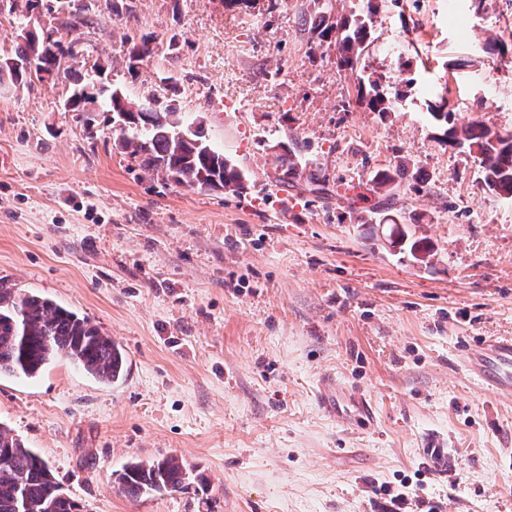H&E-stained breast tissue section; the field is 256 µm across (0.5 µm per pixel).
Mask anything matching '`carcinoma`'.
I'll return each instance as SVG.
<instances>
[{
  "mask_svg": "<svg viewBox=\"0 0 512 512\" xmlns=\"http://www.w3.org/2000/svg\"><path fill=\"white\" fill-rule=\"evenodd\" d=\"M324 30H341L339 54L342 66L353 70L364 51L368 31L366 20L327 24ZM38 56L42 71L52 77L65 74L74 81L70 97L83 94L80 68L73 63L72 46L53 37V32L29 33L16 42L14 59ZM372 90L367 106L372 112L395 111L394 101L378 91L379 82L370 80ZM149 124L130 118L132 137L120 146L138 157L146 172L177 175L176 181L191 187L210 185L208 177L233 182L244 173L224 159V153L209 146L202 124L180 135L187 127L176 108L151 110ZM428 120L448 125L449 142L477 150L481 183L491 192L512 198V133L493 130L476 121L456 124L454 113L443 101L428 104ZM66 357L75 367L101 382L114 383L124 372L121 348L89 320L39 296L3 289L0 291V374L34 377L57 357ZM192 472L171 456L152 462L131 461L119 471L118 488L138 500L154 494L185 492L193 484ZM0 512H79V505L61 492L48 464L31 449L0 427Z\"/></svg>",
  "mask_w": 512,
  "mask_h": 512,
  "instance_id": "1",
  "label": "carcinoma"
}]
</instances>
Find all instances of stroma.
<instances>
[{
	"mask_svg": "<svg viewBox=\"0 0 512 512\" xmlns=\"http://www.w3.org/2000/svg\"><path fill=\"white\" fill-rule=\"evenodd\" d=\"M328 3L334 22L372 17L355 71L335 34L302 26L313 0H80L90 25L63 33L103 61L95 88L202 122L245 174L238 195L141 170L111 113L65 111V79L0 81V289L127 356L114 384L63 357L0 375V426L81 512H512V398L464 369L512 337V201L425 115L442 94L459 121L512 131V52L496 49L512 0ZM58 21L0 0V58L18 28ZM368 75L394 112L362 104ZM402 163L407 179L377 186ZM325 375L372 403V426L317 402ZM167 456L206 489L119 492L123 465Z\"/></svg>",
	"mask_w": 512,
	"mask_h": 512,
	"instance_id": "35a3bbf8",
	"label": "stroma"
}]
</instances>
